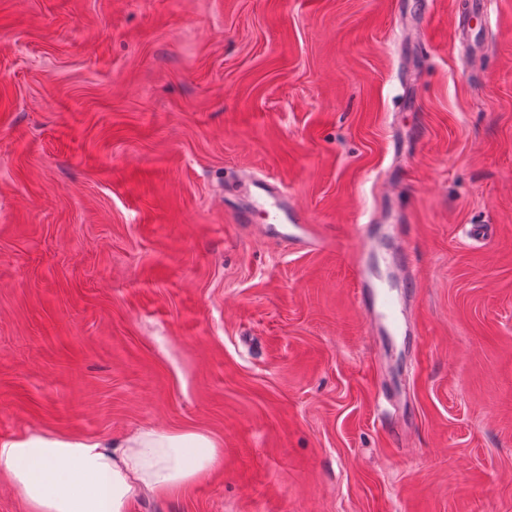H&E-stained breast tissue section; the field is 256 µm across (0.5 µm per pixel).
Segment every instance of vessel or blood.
Returning <instances> with one entry per match:
<instances>
[{
    "label": "vessel or blood",
    "mask_w": 512,
    "mask_h": 512,
    "mask_svg": "<svg viewBox=\"0 0 512 512\" xmlns=\"http://www.w3.org/2000/svg\"><path fill=\"white\" fill-rule=\"evenodd\" d=\"M249 185L251 187L250 205L234 210L231 214L232 223H250L253 210L260 209L266 214L265 224L259 227L264 235L285 234L317 249L325 247V236L316 225L310 224L299 208L284 198L279 184L253 179L250 180ZM352 273L357 285L355 296L359 304L365 308L369 335L376 336L383 332L397 335L411 327V312L406 297L407 292L414 286L410 276H403L402 284L397 289L368 287L361 259L354 260Z\"/></svg>",
    "instance_id": "obj_1"
}]
</instances>
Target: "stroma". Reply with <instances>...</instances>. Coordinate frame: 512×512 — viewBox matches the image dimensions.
Wrapping results in <instances>:
<instances>
[{
	"mask_svg": "<svg viewBox=\"0 0 512 512\" xmlns=\"http://www.w3.org/2000/svg\"><path fill=\"white\" fill-rule=\"evenodd\" d=\"M468 3L0 0V438L219 442L131 512H512V0ZM245 172L326 248L228 222ZM373 213L416 279L393 340L354 299Z\"/></svg>",
	"mask_w": 512,
	"mask_h": 512,
	"instance_id": "1",
	"label": "stroma"
}]
</instances>
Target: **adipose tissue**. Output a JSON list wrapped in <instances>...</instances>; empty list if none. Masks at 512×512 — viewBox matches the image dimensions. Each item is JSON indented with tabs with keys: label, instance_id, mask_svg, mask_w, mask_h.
Listing matches in <instances>:
<instances>
[{
	"label": "adipose tissue",
	"instance_id": "ef3b65f1",
	"mask_svg": "<svg viewBox=\"0 0 512 512\" xmlns=\"http://www.w3.org/2000/svg\"><path fill=\"white\" fill-rule=\"evenodd\" d=\"M223 450L194 430L136 429L120 442L25 431L0 439V476L28 512H130L218 469Z\"/></svg>",
	"mask_w": 512,
	"mask_h": 512
}]
</instances>
